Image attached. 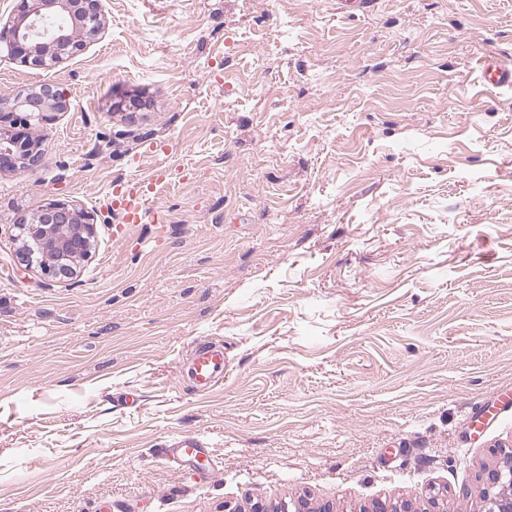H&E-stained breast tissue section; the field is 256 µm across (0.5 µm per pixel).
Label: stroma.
Here are the masks:
<instances>
[{
	"label": "stroma",
	"instance_id": "35a3bbf8",
	"mask_svg": "<svg viewBox=\"0 0 512 512\" xmlns=\"http://www.w3.org/2000/svg\"><path fill=\"white\" fill-rule=\"evenodd\" d=\"M49 70L0 47V97L54 83L0 172V512H224L293 503L481 512L512 453V0H102ZM170 183L113 238V181ZM92 215L75 276L26 268L45 202ZM224 346L200 394L186 362ZM184 431L209 472L168 463ZM441 502H433L434 494ZM480 80L487 89H511L512 60L495 55L484 56L480 63ZM31 139L32 136L26 132L6 134L0 131V170L18 173L35 167L40 155L35 144L29 142ZM187 375L197 392H207L224 381V347L211 342L196 344Z\"/></svg>",
	"mask_w": 512,
	"mask_h": 512
}]
</instances>
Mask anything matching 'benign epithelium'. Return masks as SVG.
<instances>
[{"label": "benign epithelium", "instance_id": "1", "mask_svg": "<svg viewBox=\"0 0 512 512\" xmlns=\"http://www.w3.org/2000/svg\"><path fill=\"white\" fill-rule=\"evenodd\" d=\"M14 22L0 38L11 55L27 67L48 69L73 56L83 38L102 28L100 0H15ZM50 11L63 12L72 19L69 29L51 34L37 30V19ZM67 108L62 91L50 83H41L24 96L14 99L0 111V123L9 122L15 112H26L43 121L53 119L51 113ZM32 136L26 132H0V170L18 173L35 167L40 155ZM20 255L27 265H37L40 272L54 278H70L77 267L91 255L94 225L81 209L61 201L45 203L31 220L17 224ZM482 490L483 512H512V454L485 474Z\"/></svg>", "mask_w": 512, "mask_h": 512}]
</instances>
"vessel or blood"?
<instances>
[{"label": "vessel or blood", "instance_id": "vessel-or-blood-1", "mask_svg": "<svg viewBox=\"0 0 512 512\" xmlns=\"http://www.w3.org/2000/svg\"><path fill=\"white\" fill-rule=\"evenodd\" d=\"M480 80L488 89L512 88V60L494 55L483 57L480 63ZM172 172L169 167L159 166L150 176L136 182L116 181L112 184V204L121 214V223L117 225L116 237H123L135 225L152 223L165 224L166 216L162 210L150 208L148 201L158 186L168 184ZM187 375L195 391L207 392L224 380V348L210 342L196 344ZM164 456L174 461L190 459L198 467H205L214 451L194 433H186L164 449Z\"/></svg>", "mask_w": 512, "mask_h": 512}]
</instances>
